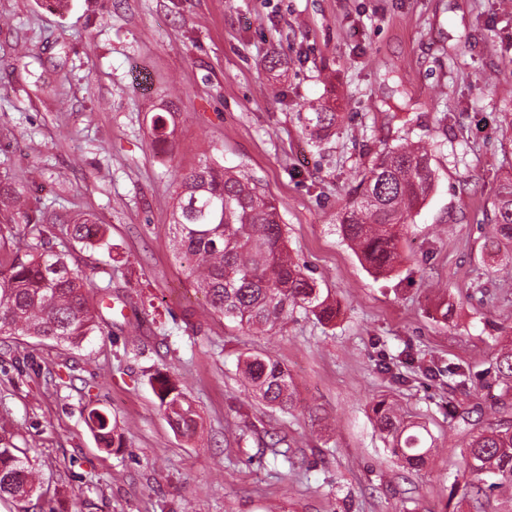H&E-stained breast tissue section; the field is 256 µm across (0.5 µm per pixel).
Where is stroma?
Wrapping results in <instances>:
<instances>
[{
  "label": "stroma",
  "instance_id": "obj_1",
  "mask_svg": "<svg viewBox=\"0 0 512 512\" xmlns=\"http://www.w3.org/2000/svg\"><path fill=\"white\" fill-rule=\"evenodd\" d=\"M505 84L512 0H0V181L25 186L33 218L0 211V263L42 238L90 276L100 314L78 347L0 336V436L44 481L38 504L0 512H512L509 485L475 510L461 456L472 425L512 423L496 370L512 261L484 248L512 172ZM310 102L341 115L319 143ZM408 141L431 150L435 186L376 276L336 214L375 152ZM207 158L274 200L291 255L340 306L332 324L298 313L258 335L186 280L174 184ZM85 218L108 248L70 239ZM245 352L287 368L293 408L245 392ZM159 373L195 408L193 436L169 424ZM382 398L432 435L425 465L387 449ZM94 410L122 447L100 448Z\"/></svg>",
  "mask_w": 512,
  "mask_h": 512
}]
</instances>
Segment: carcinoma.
Returning a JSON list of instances; mask_svg holds the SVG:
<instances>
[{"mask_svg":"<svg viewBox=\"0 0 512 512\" xmlns=\"http://www.w3.org/2000/svg\"><path fill=\"white\" fill-rule=\"evenodd\" d=\"M305 130L323 140L338 114L322 104L308 106ZM165 103L153 117L154 135L167 136ZM435 181L432 155L424 147L405 143L376 154L338 215V230L354 253L375 275H389L401 263L400 243L407 220L431 192ZM0 206L28 218L25 190L0 182ZM494 224L491 250L512 246V177L500 183L491 201ZM170 224L173 247L189 259L186 279L201 289L211 307L249 329L264 331L298 311L323 324L336 320L338 307L322 292L315 278L288 253L284 225L270 197L245 172L206 160L177 181V202ZM77 243L103 241L102 226L85 219L70 225ZM90 278L70 267L65 257L27 243L18 247L8 266L0 264V335L22 334L79 346L99 327L88 293ZM247 393L281 410L295 403L287 371L275 359L247 353L241 360ZM160 407L172 427L194 433L196 412L185 394L168 377H155ZM379 432L390 453L414 467L427 462L423 427L399 416L393 405L379 400L372 407ZM99 444L121 448V436L104 415L92 413ZM19 449L0 438V498L27 500L41 492V482L17 455ZM463 460L476 493L484 476L512 484V427L498 424L471 435Z\"/></svg>","mask_w":512,"mask_h":512,"instance_id":"cac0c4a2","label":"carcinoma"}]
</instances>
